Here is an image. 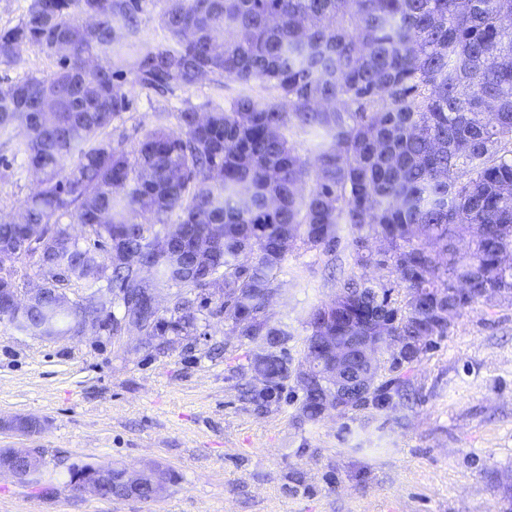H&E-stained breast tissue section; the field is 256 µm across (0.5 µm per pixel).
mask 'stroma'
Wrapping results in <instances>:
<instances>
[{
    "label": "stroma",
    "mask_w": 512,
    "mask_h": 512,
    "mask_svg": "<svg viewBox=\"0 0 512 512\" xmlns=\"http://www.w3.org/2000/svg\"><path fill=\"white\" fill-rule=\"evenodd\" d=\"M57 60L24 45L0 63V87L50 77ZM122 80L130 105L113 144L134 150L168 113L207 110L235 96L237 83L206 78L160 96ZM38 180L0 139V218L36 191ZM335 252L288 251L266 313L287 325L301 363L312 307L329 303L354 271L350 225ZM190 336L122 335L87 328L44 339L0 322V448H42L44 479L33 486L0 476V512H512V303L481 302L453 317L446 339L409 373L410 398L301 420V393L288 383L280 403L244 395L261 346L234 336L216 288ZM34 418L23 435L9 423ZM131 471L170 470L154 501L104 500L74 490L71 463Z\"/></svg>",
    "instance_id": "1"
}]
</instances>
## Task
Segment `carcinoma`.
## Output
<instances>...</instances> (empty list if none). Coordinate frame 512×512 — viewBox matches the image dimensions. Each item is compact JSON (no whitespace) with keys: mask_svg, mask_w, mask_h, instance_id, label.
<instances>
[{"mask_svg":"<svg viewBox=\"0 0 512 512\" xmlns=\"http://www.w3.org/2000/svg\"><path fill=\"white\" fill-rule=\"evenodd\" d=\"M141 12L142 0H31L21 23L0 30V62L35 44L59 63L49 78L0 88V138L40 175L23 211L0 221V255H16L25 238L42 242L44 287L82 281L86 301L102 308L104 287L127 302L145 287L112 260L137 257L155 268L150 287H177L148 336L196 330L208 305L196 291L218 276L224 323L263 344L251 362L260 384L247 396L267 407L292 378L308 421L336 405L323 376L336 340L410 336L412 350L389 354L388 374L338 415L405 399L403 370L448 337V289H512V0H163L166 41L156 45L133 40ZM80 17L94 36L58 53ZM129 56L136 82L161 96L207 77L242 91L202 119L193 108L176 113L177 129L156 126L129 154L106 138L129 105L119 83ZM254 84L270 96L251 94ZM291 133L321 137L315 163ZM63 214L105 240L108 255L62 229L44 238ZM340 224L380 239L374 253L355 236L354 265L389 278L353 274L336 306L313 308L292 370L288 331L266 302L287 248L332 252ZM154 226L179 228L182 249L155 251ZM74 308L50 293L26 321H0L77 336ZM103 317L119 336L135 312Z\"/></svg>","mask_w":512,"mask_h":512,"instance_id":"carcinoma-1","label":"carcinoma"}]
</instances>
